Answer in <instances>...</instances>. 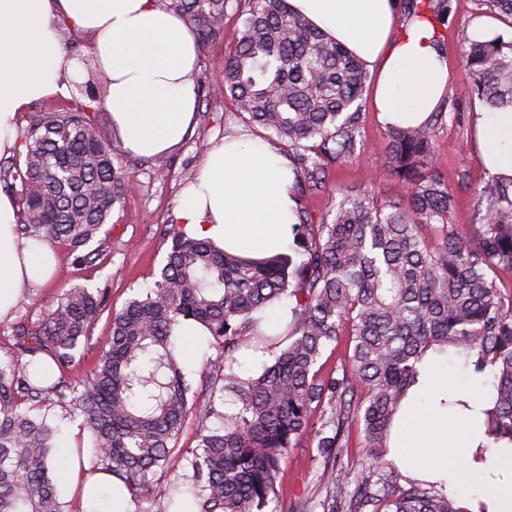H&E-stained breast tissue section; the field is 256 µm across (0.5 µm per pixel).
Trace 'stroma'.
Listing matches in <instances>:
<instances>
[{"label": "stroma", "instance_id": "obj_1", "mask_svg": "<svg viewBox=\"0 0 512 512\" xmlns=\"http://www.w3.org/2000/svg\"><path fill=\"white\" fill-rule=\"evenodd\" d=\"M488 8L482 0H452L447 23L445 57L448 61V92L457 104L462 119L446 122L439 131L435 164L448 179L449 188L458 198L455 222L462 231H469L473 222L474 200L467 189L459 185L460 173H467L471 182L490 179L478 149L474 119L480 103L471 96L473 75L460 59L457 34L461 29L475 30L479 19L486 17ZM239 123L230 120L224 110V89L213 84L209 110L199 117L195 130L182 151L171 156L172 171L164 182L155 180L153 161L149 158H126V166L136 177L137 185L125 199L124 207L115 211L109 224L103 226L106 255L96 265L76 266L65 249H58L55 277L46 286L25 291L19 299L13 317L32 322L44 319L56 297L63 292L83 287L105 292L106 311L75 353L73 365L66 369V380L89 375L100 354L104 336L110 331L111 315L121 310L133 292L152 287L171 247L170 231L176 219L177 199L184 180L198 171L205 144L239 130ZM389 132L380 124L375 112H366L361 137L360 159L330 172L327 189L304 194L300 205L314 221H332L335 204L343 190H364L378 200L395 198L396 184L389 171L387 144ZM322 462L317 459L310 443L292 449L284 467L282 483L288 499L308 503L324 497L319 482Z\"/></svg>", "mask_w": 512, "mask_h": 512}]
</instances>
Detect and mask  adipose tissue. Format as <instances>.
<instances>
[{"mask_svg": "<svg viewBox=\"0 0 512 512\" xmlns=\"http://www.w3.org/2000/svg\"><path fill=\"white\" fill-rule=\"evenodd\" d=\"M292 10L378 73L371 108L386 125H417L448 89V63L424 21L400 24L396 0H289ZM90 38L107 81L104 110L129 155L177 151L196 123L195 33L159 0H0V156L17 144L15 119L31 103L67 94L80 65L64 32ZM487 169L512 176V109L476 117ZM294 174L277 147L245 135L205 145L196 182L182 190L177 220L190 237L260 258L284 251L296 222ZM13 198L0 192V320L23 290L50 280L56 258L19 237ZM490 373L448 372L447 354L428 351L396 413L389 458L406 477L437 484L465 512H512V445L483 448L482 411ZM67 493L85 501L108 494L106 512H129L130 497L111 475L79 482L71 465Z\"/></svg>", "mask_w": 512, "mask_h": 512, "instance_id": "1", "label": "adipose tissue"}]
</instances>
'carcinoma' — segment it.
Wrapping results in <instances>:
<instances>
[{"label":"carcinoma","mask_w":512,"mask_h":512,"mask_svg":"<svg viewBox=\"0 0 512 512\" xmlns=\"http://www.w3.org/2000/svg\"><path fill=\"white\" fill-rule=\"evenodd\" d=\"M188 19L204 45L233 20L239 37L224 56L220 82L231 114L273 143L288 144L294 198L327 188L328 173L360 158L362 100L371 81L364 64L327 37L288 0H160ZM451 0H401L405 20L424 19L445 49L441 27ZM512 30V0H484ZM473 93L488 111L512 107V36L458 32ZM100 85L76 109L29 112L21 149L0 158V186L18 201L17 231L67 249L76 266L134 184L118 159L116 137L100 129ZM436 111L418 125L389 127L398 199L340 192L329 224L296 208L294 254L252 260L207 239L172 233L154 287L117 313L86 379L50 381L35 370L50 359L69 368L73 352L106 308L105 293L72 288L46 318L10 326L0 358V512H67L55 454L69 409L90 439L95 466L109 472L136 504L196 426L198 446L182 456L190 472L153 496L148 512H310L280 485L288 453L316 443L326 493L321 512H463L434 485L400 484L385 456L394 416L430 349H455L464 367L493 377L483 410L486 448L512 444V302L494 275L512 270V178L472 186L476 230L455 224L456 198L435 165ZM288 318L262 330L267 312ZM202 328L216 354L199 372L206 391L189 398L180 365L181 327ZM347 337L336 372L317 368L326 348ZM271 360L241 369L238 353ZM74 394L73 402L67 393ZM362 425L364 455L343 462L345 430Z\"/></svg>","instance_id":"carcinoma-1"}]
</instances>
